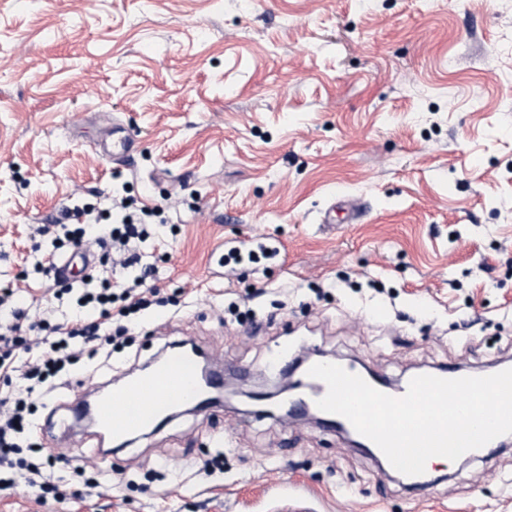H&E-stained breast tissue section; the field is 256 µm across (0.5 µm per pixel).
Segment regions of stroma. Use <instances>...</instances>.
Segmentation results:
<instances>
[{
  "mask_svg": "<svg viewBox=\"0 0 512 512\" xmlns=\"http://www.w3.org/2000/svg\"><path fill=\"white\" fill-rule=\"evenodd\" d=\"M134 139L133 167L91 149L98 114ZM185 204L140 250L164 301L130 326L103 389L188 338L247 387L276 353H336L403 383L418 370L512 365V0H0V290L53 303L37 225L113 190ZM362 217L317 221L331 195ZM273 258L212 276L222 248ZM253 326L224 323L230 304ZM93 430L0 512H512V447L435 467L419 488L384 476L337 431L215 407L104 460ZM223 469L201 473L205 459ZM100 470L99 488L79 468Z\"/></svg>",
  "mask_w": 512,
  "mask_h": 512,
  "instance_id": "1",
  "label": "stroma"
}]
</instances>
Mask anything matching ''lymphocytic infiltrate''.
<instances>
[{
  "instance_id": "lymphocytic-infiltrate-1",
  "label": "lymphocytic infiltrate",
  "mask_w": 512,
  "mask_h": 512,
  "mask_svg": "<svg viewBox=\"0 0 512 512\" xmlns=\"http://www.w3.org/2000/svg\"><path fill=\"white\" fill-rule=\"evenodd\" d=\"M180 205L176 195L148 206L132 195L118 194L101 212L91 206L65 210L64 218L72 225L65 233H58L53 224L38 225L37 234L50 238L56 250L88 241L106 245L107 254L97 257L96 264L126 271L121 292L113 291L109 278L91 272L63 282L55 294L56 305L30 321L16 307L13 292L0 293V377L18 381L15 393L0 397V466L20 463L28 487L40 494L54 490L44 478L45 471L66 465L67 459L56 448H35L29 458L19 459V438L35 433L31 415L37 399L54 392L83 357H99L100 368H109L113 352L123 345L127 322L148 309L158 295L157 289L146 285L153 269L143 264L136 250L150 236L142 220L167 223L168 212Z\"/></svg>"
}]
</instances>
